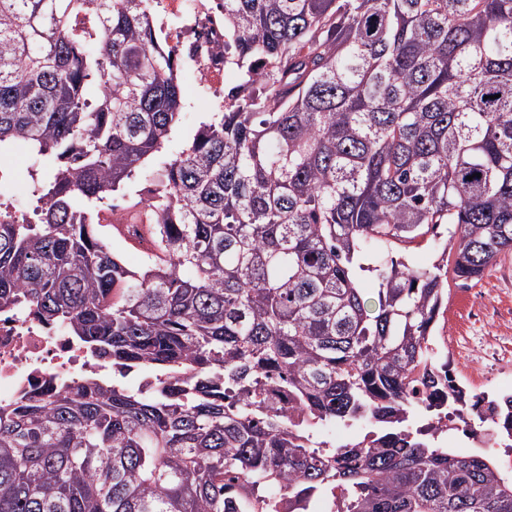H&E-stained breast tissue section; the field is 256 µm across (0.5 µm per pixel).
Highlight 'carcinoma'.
<instances>
[{"label": "carcinoma", "instance_id": "1", "mask_svg": "<svg viewBox=\"0 0 512 512\" xmlns=\"http://www.w3.org/2000/svg\"><path fill=\"white\" fill-rule=\"evenodd\" d=\"M223 2L242 83L167 155L178 58L154 0H0V151L28 145L40 203L0 222V311L159 375L0 404V512H256L248 484L336 489L342 512H512L487 460L396 428L415 385L470 409L426 354L448 279L512 251V0ZM146 167L131 270L96 208ZM442 226L437 260L410 262ZM364 419L363 450L327 436Z\"/></svg>", "mask_w": 512, "mask_h": 512}]
</instances>
